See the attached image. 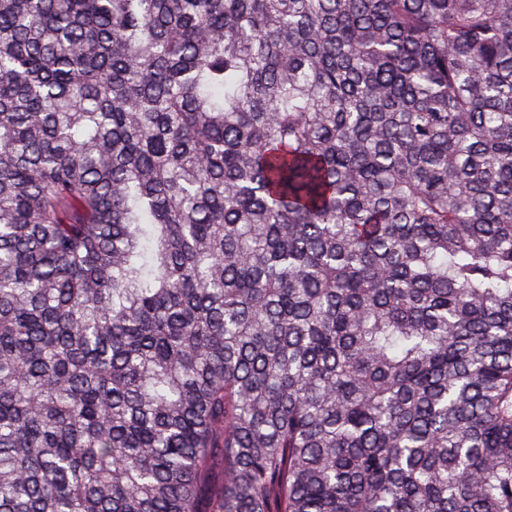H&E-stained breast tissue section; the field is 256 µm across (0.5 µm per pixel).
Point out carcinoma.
Listing matches in <instances>:
<instances>
[{"instance_id":"1","label":"carcinoma","mask_w":512,"mask_h":512,"mask_svg":"<svg viewBox=\"0 0 512 512\" xmlns=\"http://www.w3.org/2000/svg\"><path fill=\"white\" fill-rule=\"evenodd\" d=\"M0 512H512V0H0Z\"/></svg>"}]
</instances>
